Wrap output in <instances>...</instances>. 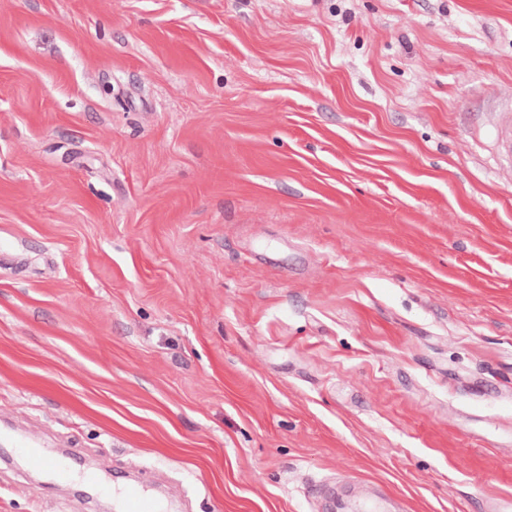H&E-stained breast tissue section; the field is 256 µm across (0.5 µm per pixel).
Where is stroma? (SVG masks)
Instances as JSON below:
<instances>
[{
  "mask_svg": "<svg viewBox=\"0 0 512 512\" xmlns=\"http://www.w3.org/2000/svg\"><path fill=\"white\" fill-rule=\"evenodd\" d=\"M512 0H0V512L512 497ZM496 114V121L493 125L496 140L500 146L503 157L512 168V108L506 112H493ZM120 493L122 512H161L158 499L139 483L122 484Z\"/></svg>",
  "mask_w": 512,
  "mask_h": 512,
  "instance_id": "obj_1",
  "label": "stroma"
}]
</instances>
